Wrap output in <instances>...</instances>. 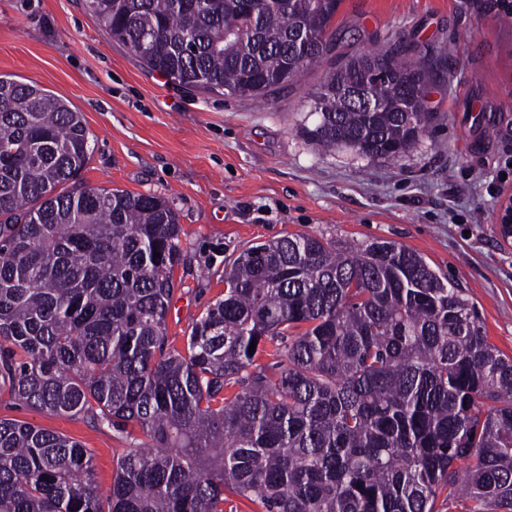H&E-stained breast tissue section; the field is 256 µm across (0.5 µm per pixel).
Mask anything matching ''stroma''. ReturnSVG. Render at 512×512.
Wrapping results in <instances>:
<instances>
[{
  "mask_svg": "<svg viewBox=\"0 0 512 512\" xmlns=\"http://www.w3.org/2000/svg\"><path fill=\"white\" fill-rule=\"evenodd\" d=\"M331 59L263 100L176 87L143 68L101 28L85 0H0V74L33 82L80 112L93 152L89 187L155 193L182 228V260L167 317L168 346L224 296V263L248 246L309 232L388 239L463 288L490 343L512 358V237L498 215L512 191V17L498 0H342ZM416 44L441 61L430 83L433 120L397 161L326 153L299 132L305 100L333 63L363 49ZM505 179H498V172ZM0 417L80 443L110 486L122 433L82 417L48 415L0 390Z\"/></svg>",
  "mask_w": 512,
  "mask_h": 512,
  "instance_id": "1",
  "label": "stroma"
}]
</instances>
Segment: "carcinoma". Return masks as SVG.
I'll use <instances>...</instances> for the list:
<instances>
[{
    "label": "carcinoma",
    "instance_id": "cac0c4a2",
    "mask_svg": "<svg viewBox=\"0 0 512 512\" xmlns=\"http://www.w3.org/2000/svg\"><path fill=\"white\" fill-rule=\"evenodd\" d=\"M340 2L85 5L171 84L264 97L332 50ZM437 76L412 43L360 51L307 96L316 123L302 133L395 161L430 122ZM363 85L378 111L349 99ZM0 143L12 148L0 155V386L35 411L154 441L126 449L103 488L78 442L0 419V512H236L235 497L263 512H512V359L418 252L310 233L254 243L186 352L167 351L183 253L170 202L79 183L81 113L8 74ZM267 344L276 361L261 366Z\"/></svg>",
    "mask_w": 512,
    "mask_h": 512
}]
</instances>
